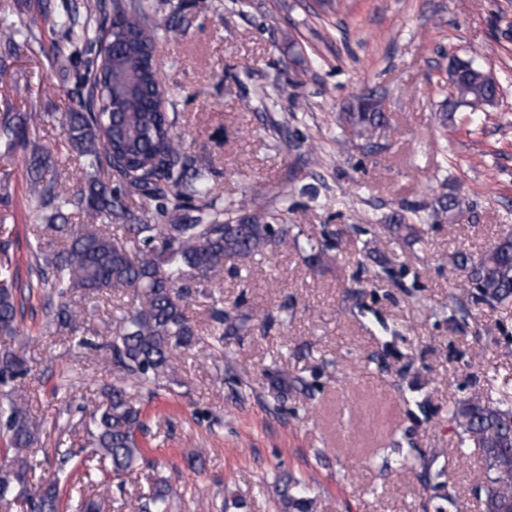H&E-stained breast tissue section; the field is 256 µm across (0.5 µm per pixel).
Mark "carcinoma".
Masks as SVG:
<instances>
[{"label": "carcinoma", "mask_w": 512, "mask_h": 512, "mask_svg": "<svg viewBox=\"0 0 512 512\" xmlns=\"http://www.w3.org/2000/svg\"><path fill=\"white\" fill-rule=\"evenodd\" d=\"M168 18L151 20L152 6L143 0H102L60 12L48 0H37V17L20 18L0 30V40L15 48L35 37L33 25L76 33L86 58L78 74L77 107L58 120L65 128L68 151L75 154L82 182L73 189L45 171L53 166L41 143L46 116L14 113L0 119V141L28 158L27 204L29 232L34 240L33 278L28 288L45 291V315L56 331L77 333L82 313L73 297L93 298L111 288L133 292V306L123 318L120 333L107 347L116 383L104 386L108 403L91 414L87 432L95 448L77 467L90 473L112 470L121 480L143 458L140 435L145 425L141 410L127 396V384L164 387L172 356L199 336L186 314L192 293L223 276L224 261L247 258L270 244L291 245L306 252L317 265L331 248L326 239L300 245L286 224H272L269 215L246 200L216 207V183L211 164L188 156L174 133L177 116L161 110L163 87L155 54L159 37L180 32L182 0H164ZM448 78L455 94L438 120L445 126L461 107H491L500 88L484 68L470 59L448 61ZM341 120L367 137L387 121L379 97L367 92L349 103ZM135 195L154 203L137 215L126 205ZM426 221L440 224L460 211V200L443 194L423 205ZM77 212L85 222L68 223ZM117 224L123 237L103 227ZM464 272L462 288L472 286L481 299L504 309L512 307V237L503 238L480 259L455 256ZM22 314L16 288L7 268L0 269V333L18 332ZM219 339L245 331L250 317L224 307L212 308ZM27 371V359L18 350L0 354V385ZM457 427L461 448L481 451L488 476L484 512H501L512 505V389L491 387L486 393L458 402L449 412ZM40 422L25 405L5 393L0 396V440L5 462L0 463V503L22 500L28 512H58L60 490L55 479L33 485L29 454L40 440ZM307 484L297 480L280 494V512H308L303 496ZM170 491L155 483L144 512H170Z\"/></svg>", "instance_id": "carcinoma-1"}]
</instances>
